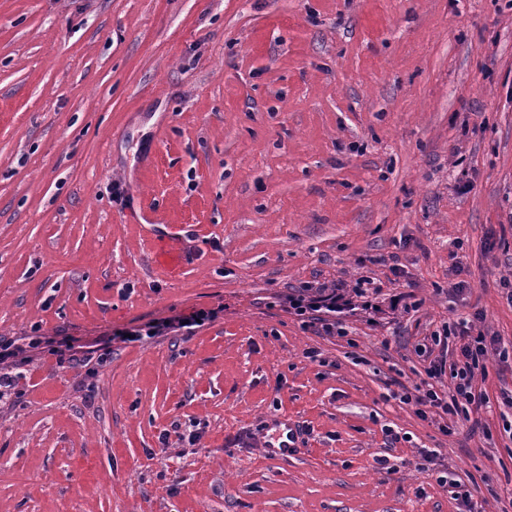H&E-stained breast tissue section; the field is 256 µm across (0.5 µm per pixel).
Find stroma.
<instances>
[{"label":"stroma","instance_id":"35a3bbf8","mask_svg":"<svg viewBox=\"0 0 512 512\" xmlns=\"http://www.w3.org/2000/svg\"><path fill=\"white\" fill-rule=\"evenodd\" d=\"M362 279L344 335L288 305ZM511 290L512 0H0V336L220 310L26 366L0 512H463L447 472L512 512V410L411 400L462 337L512 343ZM153 263L171 277L179 276L187 263L186 254L176 240L160 244L153 251Z\"/></svg>","mask_w":512,"mask_h":512}]
</instances>
